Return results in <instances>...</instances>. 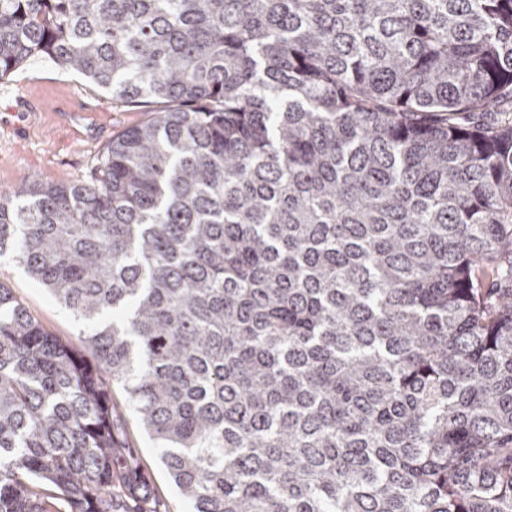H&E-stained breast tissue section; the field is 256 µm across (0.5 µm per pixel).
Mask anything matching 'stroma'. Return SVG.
Returning <instances> with one entry per match:
<instances>
[{
    "label": "stroma",
    "mask_w": 512,
    "mask_h": 512,
    "mask_svg": "<svg viewBox=\"0 0 512 512\" xmlns=\"http://www.w3.org/2000/svg\"><path fill=\"white\" fill-rule=\"evenodd\" d=\"M152 112L149 105L113 100L84 76L47 59L25 63L0 79V189L23 181L91 182L108 143ZM0 285L54 336L83 351L81 323L11 258L0 257ZM125 431L155 495L170 512H192L134 414H127Z\"/></svg>",
    "instance_id": "obj_1"
}]
</instances>
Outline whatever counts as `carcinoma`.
I'll return each mask as SVG.
<instances>
[{"label": "carcinoma", "instance_id": "carcinoma-1", "mask_svg": "<svg viewBox=\"0 0 512 512\" xmlns=\"http://www.w3.org/2000/svg\"><path fill=\"white\" fill-rule=\"evenodd\" d=\"M167 107L85 185L0 191V512H512V0H0ZM0 284L10 288L15 298L49 332L91 360L84 348V336H80L84 329L81 323L9 257H0ZM112 401L118 406H125L126 427L125 431L130 446L134 448L138 463L144 472L150 489L155 495L167 503L171 512H192V506L184 501L177 492L176 487L163 468L157 448L140 426L136 418L126 404V394L121 386L112 385Z\"/></svg>", "mask_w": 512, "mask_h": 512}]
</instances>
